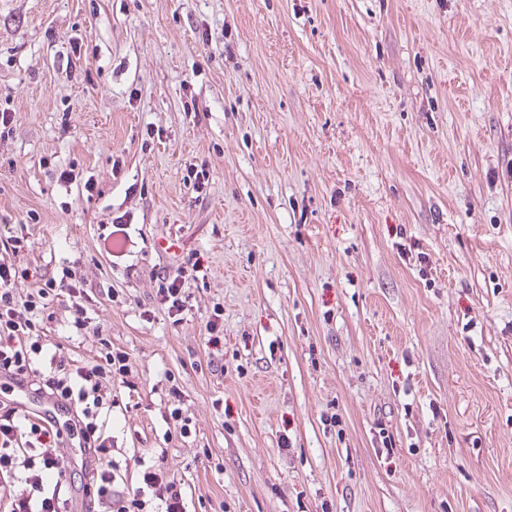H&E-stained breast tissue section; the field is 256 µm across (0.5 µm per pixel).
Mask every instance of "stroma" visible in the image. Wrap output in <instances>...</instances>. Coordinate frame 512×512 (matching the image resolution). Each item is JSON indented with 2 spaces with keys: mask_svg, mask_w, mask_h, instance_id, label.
<instances>
[{
  "mask_svg": "<svg viewBox=\"0 0 512 512\" xmlns=\"http://www.w3.org/2000/svg\"><path fill=\"white\" fill-rule=\"evenodd\" d=\"M0 106V225L98 294L80 347L46 325L130 357L117 468L188 512H512V0H0ZM190 274L184 271L175 276L159 275L157 276L158 288L157 294L160 296V302L167 309L168 315L178 316L184 308L185 303V282ZM184 298V300H183Z\"/></svg>",
  "mask_w": 512,
  "mask_h": 512,
  "instance_id": "1",
  "label": "stroma"
}]
</instances>
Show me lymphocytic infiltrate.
I'll list each match as a JSON object with an SVG mask.
<instances>
[{"mask_svg":"<svg viewBox=\"0 0 512 512\" xmlns=\"http://www.w3.org/2000/svg\"><path fill=\"white\" fill-rule=\"evenodd\" d=\"M33 247V241L15 235L11 225L0 227V392H11V379L22 380L38 398L73 403L77 421L58 428L46 425L32 407L0 404V512H72L53 476L57 452L72 436L78 437L80 447L96 452L94 466L81 459L76 462L81 490L93 494V512H143L147 507L154 512H187L180 483L159 464L148 466L134 459L136 486L125 494L114 490L118 473L106 429L112 412L109 385L129 374V355L111 347L86 361L62 355L42 320L50 298L62 299L71 309L75 337L81 340L90 328L92 297L70 270L58 278H35L33 270L18 260ZM30 277L36 280L35 288L18 295L15 281Z\"/></svg>","mask_w":512,"mask_h":512,"instance_id":"f902f5d3","label":"lymphocytic infiltrate"}]
</instances>
